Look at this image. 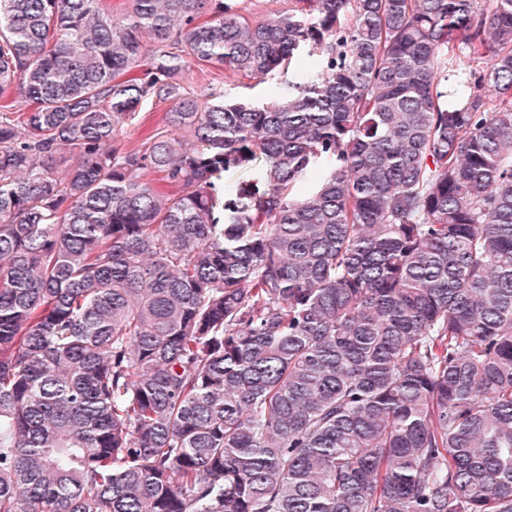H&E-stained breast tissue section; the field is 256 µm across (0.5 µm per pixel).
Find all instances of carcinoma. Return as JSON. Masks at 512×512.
Returning <instances> with one entry per match:
<instances>
[{"instance_id": "cac0c4a2", "label": "carcinoma", "mask_w": 512, "mask_h": 512, "mask_svg": "<svg viewBox=\"0 0 512 512\" xmlns=\"http://www.w3.org/2000/svg\"><path fill=\"white\" fill-rule=\"evenodd\" d=\"M12 88L0 512H512V0H0ZM246 83L248 85H243ZM256 80L241 79L231 76L219 64H198L192 61L189 64L185 87L188 91L200 93L205 88L219 89L237 96L246 97L255 101L267 98L266 84L254 86ZM170 102H149L144 104L139 112V120L130 127V132L124 136V143L127 148L139 146L143 140L156 128L162 127L166 121V113L170 109Z\"/></svg>"}]
</instances>
